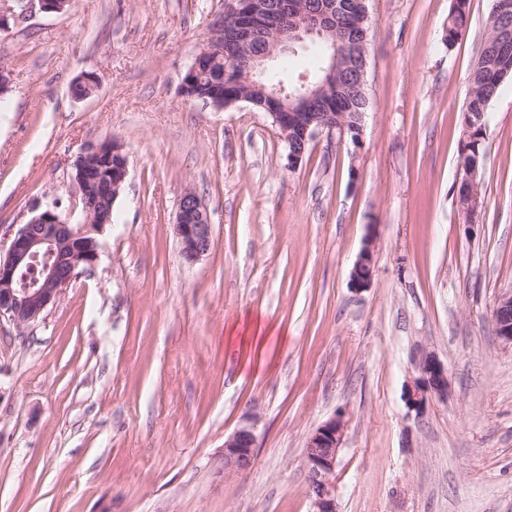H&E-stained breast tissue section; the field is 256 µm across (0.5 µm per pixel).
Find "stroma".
Returning a JSON list of instances; mask_svg holds the SVG:
<instances>
[{"mask_svg": "<svg viewBox=\"0 0 512 512\" xmlns=\"http://www.w3.org/2000/svg\"><path fill=\"white\" fill-rule=\"evenodd\" d=\"M226 3L74 0L0 34V249L32 207L81 220L88 145L117 140L129 168L96 264L28 328L0 321V512H312L304 446L340 411L338 512H512V348L491 318L512 290V80L484 112L473 233L457 202L493 0L451 46L452 0H368L362 141L320 136L293 170L267 113L180 93ZM189 189L213 225L193 264L173 226ZM422 348L450 389L419 415ZM253 416L256 462L225 479ZM375 235L370 233L365 238L354 265L350 271V285L356 291L369 288L373 278Z\"/></svg>", "mask_w": 512, "mask_h": 512, "instance_id": "obj_1", "label": "stroma"}]
</instances>
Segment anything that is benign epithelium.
<instances>
[{"instance_id": "obj_1", "label": "benign epithelium", "mask_w": 512, "mask_h": 512, "mask_svg": "<svg viewBox=\"0 0 512 512\" xmlns=\"http://www.w3.org/2000/svg\"><path fill=\"white\" fill-rule=\"evenodd\" d=\"M367 0H351L354 26L364 29L368 20ZM37 4L44 13L62 14L72 0H24L23 9ZM227 21H218L208 29L192 64L185 73L188 79L200 78L211 71L224 52V45L245 49L263 39L266 51L240 68L226 67L225 82L213 89L211 100L217 107L252 100V91H265V75L269 62L294 48L307 37L326 40L336 31L339 7L337 0H318L309 10L295 0H231L225 12ZM491 18L500 25V40L512 38V0H495ZM351 58L344 75L367 86V34L362 40L346 47ZM338 80L336 70L328 72L320 83L301 85L298 99L321 108L308 113L299 128L300 145L287 152L288 167H296L303 159L307 146L323 133L340 137L354 135L353 144L361 142L362 125H354L344 117L326 111ZM292 95L278 87L261 103L269 114L279 138L289 141L291 127L299 120L298 113L288 111ZM128 176V158L122 145L115 140L104 141L85 149L76 165L75 180L83 195L93 193L102 200L98 211L83 210L82 221L73 224L62 218L56 208L36 207L26 224L12 238L5 256H0V318L16 327L36 322L62 291L76 277L81 267H90L99 256V241L90 237L111 223V205ZM465 187L461 212L472 218L479 212L477 172L462 176ZM174 231L183 260L199 261L211 250L212 224L206 207L197 194L188 190L181 198L174 222ZM375 235L365 238L350 271V285L356 291L370 287L374 269ZM495 332L502 343L512 346V291L500 294L493 304ZM448 371L431 351L422 350L414 359V375L405 391L409 408L421 414L430 401L448 397ZM258 420L250 418L224 439V478H232L253 467L256 461ZM347 420L339 412L318 426L309 435L305 446V462L309 471V497L313 512H337L334 481L338 455L342 447Z\"/></svg>"}]
</instances>
